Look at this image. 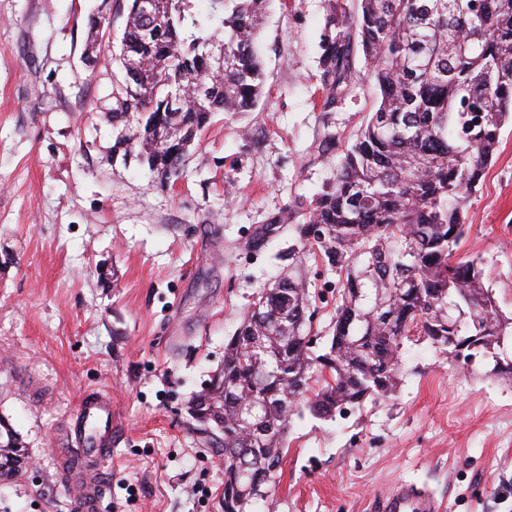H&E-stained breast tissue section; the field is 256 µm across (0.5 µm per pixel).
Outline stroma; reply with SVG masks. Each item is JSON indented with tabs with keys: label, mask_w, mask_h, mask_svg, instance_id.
<instances>
[{
	"label": "stroma",
	"mask_w": 512,
	"mask_h": 512,
	"mask_svg": "<svg viewBox=\"0 0 512 512\" xmlns=\"http://www.w3.org/2000/svg\"><path fill=\"white\" fill-rule=\"evenodd\" d=\"M118 2L0 0V421L32 462L0 481V512H74L54 451L98 391L112 396L102 512H224V466L189 406L227 338L288 273L307 281L318 348L332 334L336 269L285 218L333 180L374 100L359 80L323 108L324 0H268L262 98L216 113L170 180L112 123ZM94 14L110 35L91 65ZM476 257L512 316V122L467 200L453 258ZM403 482L431 488L444 512H512V383L450 366L416 335L394 396L293 416L278 479L252 510L374 512Z\"/></svg>",
	"instance_id": "stroma-1"
}]
</instances>
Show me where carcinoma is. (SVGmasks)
<instances>
[{"instance_id": "carcinoma-1", "label": "carcinoma", "mask_w": 512, "mask_h": 512, "mask_svg": "<svg viewBox=\"0 0 512 512\" xmlns=\"http://www.w3.org/2000/svg\"><path fill=\"white\" fill-rule=\"evenodd\" d=\"M186 0H165L167 24L148 32L139 0H126L118 62L123 95L112 123L129 124L130 144L168 180L188 154L176 155L154 138L171 128L188 147L215 112H249L263 92L258 49L266 0H210L208 20L224 28L214 49L183 32ZM355 13H336L326 0L322 34L323 108L352 90V56L361 47L365 81L377 108L346 148L336 176L315 203L297 206L305 225L342 277L333 336L311 355L303 327L310 292L288 276L261 293L265 313L249 315L224 347V367L192 401L202 436L224 463V512H247L275 482L295 410L328 417L369 397L398 389L403 339L415 332L448 361L508 359L512 317L486 286L479 259L451 262L465 234L464 206L480 184L512 119V0H358ZM224 53V67L216 57ZM179 97L169 107L170 94ZM378 307L390 316L374 313ZM480 337L477 350L448 347ZM328 374L313 395L314 367ZM261 409V431L239 411Z\"/></svg>"}]
</instances>
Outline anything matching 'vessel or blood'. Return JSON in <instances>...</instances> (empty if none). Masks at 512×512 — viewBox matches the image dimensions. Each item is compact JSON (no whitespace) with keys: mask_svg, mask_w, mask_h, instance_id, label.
Returning a JSON list of instances; mask_svg holds the SVG:
<instances>
[{"mask_svg":"<svg viewBox=\"0 0 512 512\" xmlns=\"http://www.w3.org/2000/svg\"><path fill=\"white\" fill-rule=\"evenodd\" d=\"M74 441L65 455L80 461L88 455L101 463L112 457V399L105 393L86 396L70 426ZM100 465L95 469L75 471L69 483L78 512H100L105 482ZM381 512H440L441 504L425 487L401 484L379 500Z\"/></svg>","mask_w":512,"mask_h":512,"instance_id":"vessel-or-blood-1","label":"vessel or blood"}]
</instances>
